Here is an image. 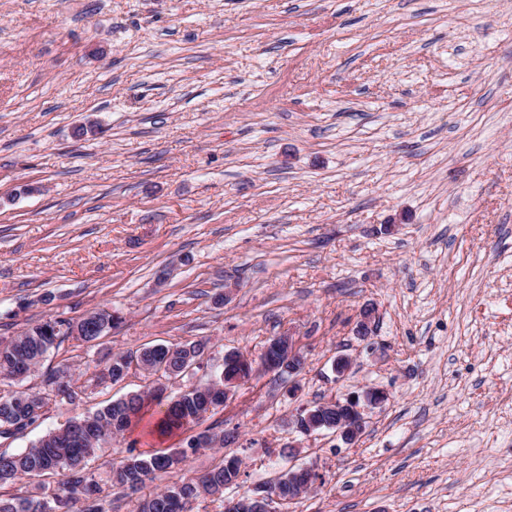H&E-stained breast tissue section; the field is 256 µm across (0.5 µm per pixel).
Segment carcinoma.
Returning a JSON list of instances; mask_svg holds the SVG:
<instances>
[{
	"mask_svg": "<svg viewBox=\"0 0 512 512\" xmlns=\"http://www.w3.org/2000/svg\"><path fill=\"white\" fill-rule=\"evenodd\" d=\"M69 320L51 315L6 342H0V378L15 379L36 371L49 351L64 340L61 327ZM207 342L197 341L174 346L167 360L163 345L144 346L136 350L114 354L96 363L99 370L94 379H107L112 384L125 380L129 363L135 357L146 377L156 373L169 379L182 374L183 368L202 358ZM67 366L62 365L43 375L35 390L0 391V435H12L33 425L49 407L55 396L71 404L76 403V382L63 380ZM239 374L234 365H224L217 379L191 385L176 396H162L152 384L142 392L123 398L74 419L63 430L50 432L32 446L18 452L0 453V489L25 478H53L55 486L42 495L4 494L0 492V512H107L104 507V489L88 469V462L103 450L115 436L134 430L153 404L167 405V413L157 424L162 435L187 429L206 414V403L213 408L224 405V382ZM204 438L222 449L238 438L237 429L224 430L212 426L191 436L185 448H166L150 454L140 453L124 457L112 464L111 482L127 488L135 495L132 512H191L192 504L204 496L222 497L224 489L238 484L240 466L230 456L223 457L198 477L167 485L149 494L142 493L147 484L168 474L198 452L196 438Z\"/></svg>",
	"mask_w": 512,
	"mask_h": 512,
	"instance_id": "cac0c4a2",
	"label": "carcinoma"
}]
</instances>
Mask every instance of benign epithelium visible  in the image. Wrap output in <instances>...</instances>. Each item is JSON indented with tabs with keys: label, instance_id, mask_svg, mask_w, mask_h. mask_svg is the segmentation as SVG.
<instances>
[{
	"label": "benign epithelium",
	"instance_id": "benign-epithelium-1",
	"mask_svg": "<svg viewBox=\"0 0 512 512\" xmlns=\"http://www.w3.org/2000/svg\"><path fill=\"white\" fill-rule=\"evenodd\" d=\"M375 324V307L365 305L359 311L355 334L365 338L374 331ZM281 359L288 362V382L291 383L297 375L298 368L304 365L305 355L298 342L290 334L276 337L274 346H266L257 361L241 354L238 355V364L242 368V372H240V377L236 379V383L240 384L262 371L271 372L276 370L277 362ZM387 399L388 394L384 389L367 387L342 399L336 398L329 401V404L336 406V424L334 425L312 422V416L320 413V410L314 406L301 409L289 419L288 425L308 440L318 436L323 431H328L344 443L352 444L358 440L365 429L366 418L364 413L366 409L375 408ZM302 475L306 476V481L296 484L294 495L288 497L290 503L300 500L310 482L318 478L315 472L306 467L288 470V479L290 480L297 479Z\"/></svg>",
	"mask_w": 512,
	"mask_h": 512
}]
</instances>
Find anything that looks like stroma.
<instances>
[{"instance_id": "1", "label": "stroma", "mask_w": 512, "mask_h": 512, "mask_svg": "<svg viewBox=\"0 0 512 512\" xmlns=\"http://www.w3.org/2000/svg\"><path fill=\"white\" fill-rule=\"evenodd\" d=\"M103 306L102 343L44 368L206 341L187 386L298 338L297 390L262 374L202 421L239 432L227 496L294 465L320 478L283 512H512V0H0V339ZM366 386L354 444L289 428ZM154 422L97 480L185 447Z\"/></svg>"}]
</instances>
